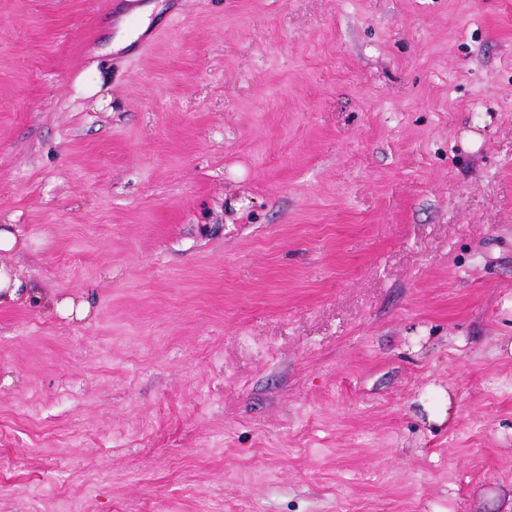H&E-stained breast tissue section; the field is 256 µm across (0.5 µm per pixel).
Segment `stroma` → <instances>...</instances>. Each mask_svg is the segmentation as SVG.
Wrapping results in <instances>:
<instances>
[{"mask_svg":"<svg viewBox=\"0 0 512 512\" xmlns=\"http://www.w3.org/2000/svg\"><path fill=\"white\" fill-rule=\"evenodd\" d=\"M0 224V512L512 506V0H0ZM154 5H144L132 11L131 15L125 18L121 31L117 35L112 48L119 49L130 45L139 35L143 34L149 25V16ZM32 244V239L24 236L15 224L0 225V307L18 305L28 299L22 270L8 260L29 250ZM42 302L47 308L54 310V312L64 318L83 319L88 316L90 311L88 303H75L73 298L59 294L46 295Z\"/></svg>","mask_w":512,"mask_h":512,"instance_id":"1","label":"stroma"}]
</instances>
